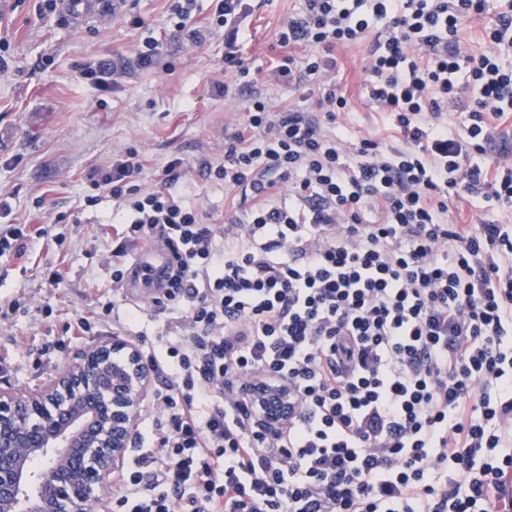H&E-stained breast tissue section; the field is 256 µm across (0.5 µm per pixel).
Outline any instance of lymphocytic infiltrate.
<instances>
[{"label": "lymphocytic infiltrate", "instance_id": "obj_1", "mask_svg": "<svg viewBox=\"0 0 512 512\" xmlns=\"http://www.w3.org/2000/svg\"><path fill=\"white\" fill-rule=\"evenodd\" d=\"M194 45L223 39L246 96L224 124L208 180L245 206L205 223L175 189L141 182L127 151L95 168L87 206L110 195L123 241L105 257L114 287L134 264L125 243L171 257L158 314L182 333L147 363L164 423L122 488L123 512H512V0H302L279 29L269 82L307 89L316 107L273 110L242 57L251 0H168ZM489 16L480 51L463 35ZM366 48L364 94L394 132H329L351 108L337 49ZM459 115L448 127V112ZM482 202L478 221L451 205ZM58 219L0 230V260L36 237L62 244ZM284 380L298 405L278 434L250 419L253 379Z\"/></svg>", "mask_w": 512, "mask_h": 512}]
</instances>
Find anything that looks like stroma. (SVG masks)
Returning <instances> with one entry per match:
<instances>
[{"label":"stroma","mask_w":512,"mask_h":512,"mask_svg":"<svg viewBox=\"0 0 512 512\" xmlns=\"http://www.w3.org/2000/svg\"><path fill=\"white\" fill-rule=\"evenodd\" d=\"M41 0H0V61L9 76L0 81V193L9 196L14 224L40 223L44 214L62 216L64 243L54 251L33 246L42 265H60L59 286L43 285L36 270L0 268V305L19 300L12 320L0 328V385L25 390L46 380L98 340L111 337L100 326L77 339L80 314L101 310L113 299L112 268L103 257L116 234L108 219L111 198L88 207L89 169L110 166L126 150L146 160V186H154L171 155L186 162L177 190L201 208L206 223L224 224L232 212L224 189L199 168L203 155L224 144L226 106L215 84L224 78V47L191 43L173 32L166 0H135L144 25L132 27L108 13L62 18L40 12ZM300 0H262L247 20L249 41L242 56L275 109L298 103L299 94L264 81L281 52V20L299 11ZM159 39L172 72L131 69L116 86L82 79L81 66L91 58L130 60L146 37ZM338 76L352 106L340 125L350 136L383 130L384 120L364 95V47L339 49ZM122 299L142 308L139 322L123 330L142 353L158 349L167 316L155 315L150 301L123 289Z\"/></svg>","instance_id":"35a3bbf8"}]
</instances>
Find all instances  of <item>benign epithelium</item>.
Segmentation results:
<instances>
[{
  "mask_svg": "<svg viewBox=\"0 0 512 512\" xmlns=\"http://www.w3.org/2000/svg\"><path fill=\"white\" fill-rule=\"evenodd\" d=\"M152 382L139 347L114 336L22 393L1 387L0 512H103ZM249 391L263 429L293 415L287 382Z\"/></svg>",
  "mask_w": 512,
  "mask_h": 512,
  "instance_id": "1",
  "label": "benign epithelium"
}]
</instances>
